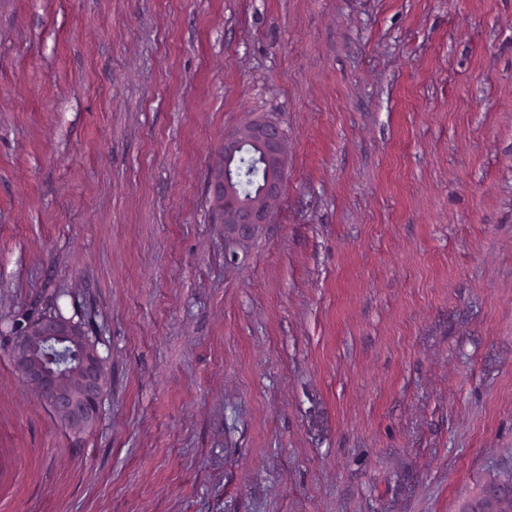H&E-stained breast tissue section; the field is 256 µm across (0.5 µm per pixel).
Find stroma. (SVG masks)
Listing matches in <instances>:
<instances>
[{
  "label": "stroma",
  "instance_id": "stroma-1",
  "mask_svg": "<svg viewBox=\"0 0 512 512\" xmlns=\"http://www.w3.org/2000/svg\"><path fill=\"white\" fill-rule=\"evenodd\" d=\"M286 133L247 240L226 133ZM81 319L94 423L14 368ZM512 476V0H0V512H467ZM247 143L257 146L262 152L264 181L259 193L254 196L258 181L256 168L258 156ZM236 155L233 174L238 179L236 193L234 178L227 163ZM288 170L286 137L281 125L271 119L247 122L224 136L221 160L214 170L213 209L224 229L238 239L251 238L262 224H268L271 205L285 187ZM241 196V197H240ZM254 196L251 198H246ZM243 197V198H242ZM53 347L66 349L68 371L57 368L47 352ZM10 354L16 370L65 425L79 430L95 421L106 386L105 359L83 322L57 312L42 315L13 332Z\"/></svg>",
  "mask_w": 512,
  "mask_h": 512
}]
</instances>
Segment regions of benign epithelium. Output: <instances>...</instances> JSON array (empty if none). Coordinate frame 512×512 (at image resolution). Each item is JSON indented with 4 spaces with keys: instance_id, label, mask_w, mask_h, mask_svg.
<instances>
[{
    "instance_id": "benign-epithelium-1",
    "label": "benign epithelium",
    "mask_w": 512,
    "mask_h": 512,
    "mask_svg": "<svg viewBox=\"0 0 512 512\" xmlns=\"http://www.w3.org/2000/svg\"><path fill=\"white\" fill-rule=\"evenodd\" d=\"M247 143L262 152L264 181L256 196L242 198L236 193L228 162ZM287 170L286 137L278 122L258 119L225 135L213 181V209L224 229L244 239L269 223L271 205L283 192ZM53 347L66 349L72 361L68 370L57 368L48 353ZM10 354L16 370L65 425L79 430L95 421L106 386L105 359L83 322L57 312L44 315L13 332ZM506 503L512 505V482L496 481L468 512H509L503 508Z\"/></svg>"
}]
</instances>
